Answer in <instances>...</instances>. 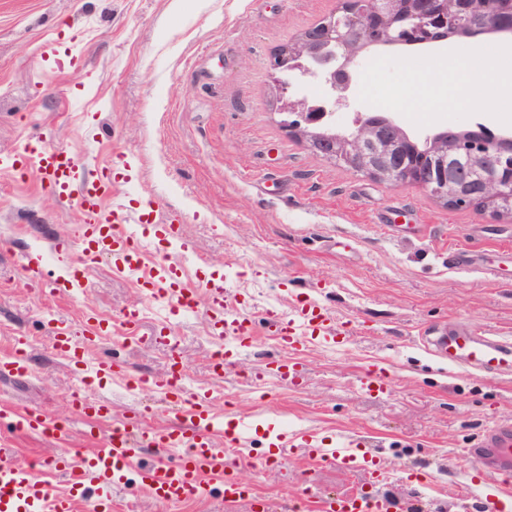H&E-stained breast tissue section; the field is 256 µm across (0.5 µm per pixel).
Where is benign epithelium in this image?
<instances>
[{
    "instance_id": "obj_1",
    "label": "benign epithelium",
    "mask_w": 512,
    "mask_h": 512,
    "mask_svg": "<svg viewBox=\"0 0 512 512\" xmlns=\"http://www.w3.org/2000/svg\"><path fill=\"white\" fill-rule=\"evenodd\" d=\"M462 36L505 32L512 42V0H338L336 11L274 54L279 111L288 132L315 155L342 163L392 187L414 184L450 205L457 200L494 206L512 203V134H497L478 119L455 132L425 136L423 157L393 118L358 112L339 127L368 53L397 42L439 44L448 29ZM288 73L295 78H282ZM322 81L314 100L298 82Z\"/></svg>"
}]
</instances>
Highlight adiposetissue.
<instances>
[{"label":"adipose tissue","instance_id":"ef3b65f1","mask_svg":"<svg viewBox=\"0 0 512 512\" xmlns=\"http://www.w3.org/2000/svg\"><path fill=\"white\" fill-rule=\"evenodd\" d=\"M434 68L452 74L463 73L464 80L458 86L462 99H478L488 92L500 97H512V72L500 69L496 57L470 55L463 59L455 53L448 59L437 60Z\"/></svg>","mask_w":512,"mask_h":512}]
</instances>
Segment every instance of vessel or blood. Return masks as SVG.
Listing matches in <instances>:
<instances>
[{
    "instance_id": "b4317fda",
    "label": "vessel or blood",
    "mask_w": 512,
    "mask_h": 512,
    "mask_svg": "<svg viewBox=\"0 0 512 512\" xmlns=\"http://www.w3.org/2000/svg\"><path fill=\"white\" fill-rule=\"evenodd\" d=\"M11 166L19 170H35L43 184L62 199L73 201L82 216L78 235L85 258H113L120 270H137L140 250L127 231L126 221L117 210L102 207L103 199L112 192L109 169H102L97 179H87L73 150L43 141L26 144L11 154ZM182 269L176 258L158 264L144 277L142 284L157 301L190 308L198 295H206V326L211 336L223 341L224 352L213 360L215 374L234 365L242 347L254 341L257 334L253 321L244 313L228 307L223 281L205 283L202 292L184 288ZM265 328L290 352L285 361L266 363L262 375L280 380H299L304 366L296 356L313 341H332L345 332V323L313 302L296 305L289 317L277 310H267ZM111 325L95 324L92 337L75 339L64 327L53 330V350L66 360L75 373H83L85 356L93 337L107 336ZM24 337H15L11 349L0 354V374L10 376L27 372L23 350ZM436 356L467 369H476L491 378L512 377V343L467 329H453L434 337ZM183 363L179 353H172L166 371L159 376L139 379V386L157 391L173 407L179 419L175 426H146L142 416L126 418L112 429L108 444L83 453L78 462L60 456L55 470L66 482L65 491H56L47 482L32 478L26 465L0 454V512H77L79 503L91 502L93 512H112L109 488L130 486L133 494L168 504H179L204 495L210 484H220L226 507L249 501L252 489L241 481L238 472L281 463L286 451L304 447L309 459L327 463L351 472H367L373 487L350 493L309 497L299 504L301 512H391L390 500L375 491L383 476L380 457L355 450L353 443L332 446L307 430L272 436L273 454L256 459L252 453L251 435L242 427H225L214 412L208 394L186 396L181 385ZM73 408L80 417L95 421L110 414L109 406L82 397L74 398ZM11 426L19 431L37 432L57 440H66L69 429L64 421L49 419L35 408L10 411ZM158 453L156 460L141 463L144 449ZM477 462L493 461L492 476L482 499V512H504L506 482L512 478V418L500 421L486 431L475 450ZM137 467L136 482H129L127 472Z\"/></svg>"
}]
</instances>
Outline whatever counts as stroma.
I'll return each instance as SVG.
<instances>
[{"label": "stroma", "instance_id": "stroma-1", "mask_svg": "<svg viewBox=\"0 0 512 512\" xmlns=\"http://www.w3.org/2000/svg\"><path fill=\"white\" fill-rule=\"evenodd\" d=\"M337 0H0V157L40 139L73 150L87 174L108 167L109 206L121 210L147 267L177 254L189 287L223 278L231 307L262 321L266 309L289 314L293 299L316 300L346 322L343 346L320 343L300 354L301 385L263 382L262 366L287 358L258 336L235 367L215 377L219 343L207 331L205 304L172 311L150 300L134 273L102 260L76 291L58 292L79 252L81 216L33 175L0 166V353L28 337L30 371L0 377V409L30 406L66 421L69 437L0 425V450L37 465L36 476L63 489L50 462L104 446L112 424L151 407L152 425L175 414L152 390L129 391L125 377L93 383L88 399L112 406L96 426L74 413L79 380L52 349V329L87 333L90 316L111 320V337L87 356H111L127 375L154 376L168 346L122 333L126 309H142V328L173 326L193 389L209 392L215 411L258 431L309 429L325 442H366L386 464L380 486L394 507L480 512L485 491L471 450L493 424L512 416V380L448 364L421 339L455 324L512 338V218L490 209L452 208L417 186L397 188L322 159L294 138L276 108L274 51L336 9ZM61 39L78 67L44 60V43ZM501 38L480 35L429 49L391 47L370 61L373 93L391 95L389 113L410 136L453 129L480 116L492 130H512L499 104L458 99L447 74L435 92L445 109L396 97L433 60L460 48L493 54ZM155 211L158 224H140ZM182 227L167 239L161 224ZM478 252L484 272L450 268L453 250ZM40 257L28 286L27 257ZM380 370L387 395L364 380ZM93 438H86V430ZM433 474V486L422 484ZM255 499L289 512L297 497L366 487L362 472L313 465L292 448L283 466L242 471ZM113 512H230L218 490L181 504L112 492Z\"/></svg>", "mask_w": 512, "mask_h": 512}]
</instances>
